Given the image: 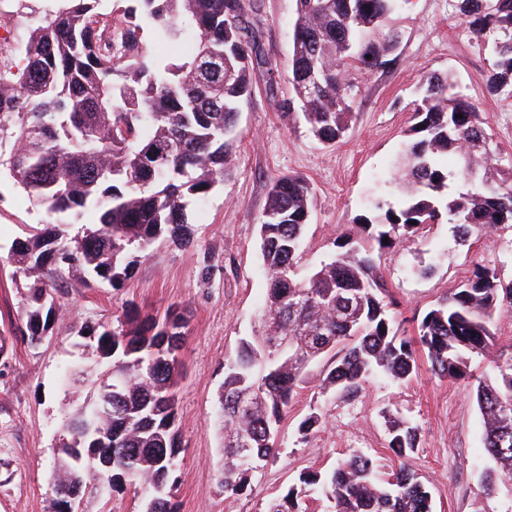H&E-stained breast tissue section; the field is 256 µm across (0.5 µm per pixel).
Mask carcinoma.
I'll return each instance as SVG.
<instances>
[{"mask_svg": "<svg viewBox=\"0 0 512 512\" xmlns=\"http://www.w3.org/2000/svg\"><path fill=\"white\" fill-rule=\"evenodd\" d=\"M23 41L21 59L0 63V168L26 201L55 217L27 226L11 245L14 281L25 304V325L14 336L36 343L48 334L55 310L51 274L72 269L86 286L112 287L132 278L148 247L164 237L190 243V202L204 200L230 169V140L257 70L274 67L244 37L246 0H125L104 17V0H62ZM411 0H297L288 112L301 114L320 144L341 142L355 119L356 77L389 63L399 34L391 16ZM453 19L492 64L485 74L491 97L512 98V0H454ZM185 46L181 55L151 60L146 36ZM233 77L224 81V68ZM453 73H426L412 138L395 165L397 203L372 201L355 231L336 238L328 261L304 273L300 253L313 204L310 185L296 176L272 181L260 220L268 281L260 311L272 336H288V353L271 356L255 335L225 360L219 395L224 436L252 443L256 463L242 466L224 444V493L237 495L245 474L274 455L295 388L308 367L332 354L320 380L345 396L381 376L400 385L426 355L431 370L469 383L471 360L488 372L470 387L483 422L484 448L496 468L482 474L486 490L512 483V353L496 348L492 328L512 308V282L476 264L455 291L439 297L417 327L401 333L396 303L375 251L400 244L441 218L455 240L474 230L512 227V171L498 173L499 157L476 108L457 92ZM457 157L460 168L443 163ZM90 224L82 223L86 215ZM81 223L71 237L68 226ZM388 243H382L383 238ZM185 340L182 314L129 316L99 325L98 365L74 374L99 382L94 403L70 416L55 483L73 490L55 512H78L83 470L94 468L108 489L129 485L144 512H178L169 479L179 454L174 386ZM256 395L252 413L233 406ZM418 426L392 420L387 447L399 459L391 478L377 476L365 453L341 459L326 473L299 477L333 503L334 512H433L429 487L404 459L415 453ZM292 486L266 512H302Z\"/></svg>", "mask_w": 512, "mask_h": 512, "instance_id": "obj_1", "label": "carcinoma"}]
</instances>
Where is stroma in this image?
Returning a JSON list of instances; mask_svg holds the SVG:
<instances>
[{
    "label": "stroma",
    "mask_w": 512,
    "mask_h": 512,
    "mask_svg": "<svg viewBox=\"0 0 512 512\" xmlns=\"http://www.w3.org/2000/svg\"><path fill=\"white\" fill-rule=\"evenodd\" d=\"M255 2L256 39L265 56L277 60L278 71L257 75L251 97L241 106L233 165L223 182L203 201L188 205L191 243L181 248L157 240L119 288L86 287L77 273L55 280L56 310L48 335L36 345L16 341L0 361V512H55L52 470L69 440L66 420L96 397L90 383H73L71 371L97 360L93 331L98 323L129 313L160 317L170 308L187 320L175 387L181 451L173 494L180 512H263L300 474L325 472L357 452L372 455L380 477L388 478L397 463L386 446L391 417L419 428V445L407 465L430 487L435 512H512V487L489 495L480 483L491 460L475 402L460 384L434 374L424 357L404 384L374 378L351 400L318 387L328 360L314 362L312 383L301 386L288 407L275 455L249 475L241 494H225L216 394L225 358L259 329L267 288L259 219L272 179L298 175L313 189L301 260L302 270H309L332 256L336 238L351 228L371 194L396 201L393 168L410 137L426 72L456 75L492 130L502 168L512 167V100L486 93L489 58L455 25L453 0H411L395 16L400 38L392 60L360 79L358 120L330 148L314 140L303 121L284 116L296 0ZM60 6V0H0L9 48L19 50L36 19ZM23 199L22 190L1 174L0 329L5 330L25 323L23 299L11 282V244L22 237L24 225L47 219ZM478 262L497 268L503 281L512 280V228L474 233L462 246L449 224H427L383 251L381 270L407 335L415 334L416 318L457 288ZM428 266L432 274L422 276L421 268ZM316 410L326 416L324 427L301 435L300 421Z\"/></svg>",
    "instance_id": "stroma-1"
}]
</instances>
